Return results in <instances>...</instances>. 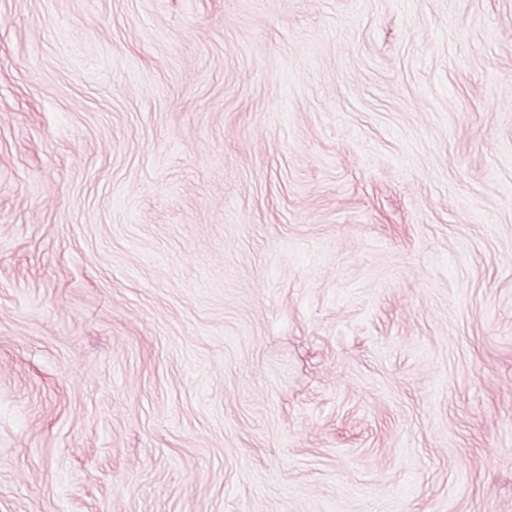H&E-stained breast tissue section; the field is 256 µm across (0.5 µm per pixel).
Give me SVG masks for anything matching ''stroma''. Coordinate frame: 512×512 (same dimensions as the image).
Wrapping results in <instances>:
<instances>
[{
    "instance_id": "35a3bbf8",
    "label": "stroma",
    "mask_w": 512,
    "mask_h": 512,
    "mask_svg": "<svg viewBox=\"0 0 512 512\" xmlns=\"http://www.w3.org/2000/svg\"><path fill=\"white\" fill-rule=\"evenodd\" d=\"M0 512H512V0H0Z\"/></svg>"
}]
</instances>
